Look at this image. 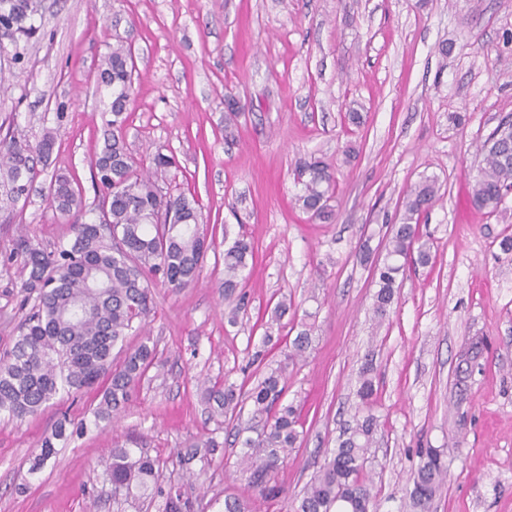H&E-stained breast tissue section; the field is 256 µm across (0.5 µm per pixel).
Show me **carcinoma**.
<instances>
[{"mask_svg":"<svg viewBox=\"0 0 512 512\" xmlns=\"http://www.w3.org/2000/svg\"><path fill=\"white\" fill-rule=\"evenodd\" d=\"M38 0H0V40L15 48L21 60L20 42L39 32L32 22ZM101 82L112 88L103 144L95 155L96 175L104 194L89 210L92 217L71 225L73 237L48 251L19 236L6 260H21L23 302H33L31 312L19 324L11 350L0 357V414L16 420L35 416L53 403L60 392L79 394L101 386L94 424L116 417L131 401L136 386L157 359V347L145 338L131 347L127 337L138 332L151 314L154 288H186L195 283L210 245L199 231L202 208L193 196L164 187L165 175L175 158L158 150L151 158L152 171L144 172L129 152L123 130L133 95V61L129 46L119 41L103 57ZM55 144L46 133L35 144L22 143L12 135L0 138V189L17 203L29 195L46 166ZM482 164L469 183V199L477 210L497 207L512 191V120L502 122L480 145ZM302 193L296 201L303 211L330 219L327 201L335 192L333 172L321 160L305 162L296 170ZM52 208L62 215L83 212L71 181L58 175L53 181ZM436 181L426 178L406 193L405 212L392 225L385 257L374 267L378 291L373 312L384 320L395 296L398 275L407 265L426 266L432 261L431 246L419 233L418 216L438 200ZM107 202V220L99 223L100 203ZM255 255L254 243L240 235L224 250V299L240 301L243 273ZM314 325L303 323L292 340L286 359L303 356L311 347ZM286 391L284 367L269 369L246 393L234 385L204 388L212 411L230 421L245 404L261 431L242 441V471L248 473L247 489L264 497H277L283 489L273 474L295 448L300 437L297 408L283 402ZM375 391L374 367L362 369L357 395L368 403ZM86 429L65 413L41 442L34 468L55 454L56 444ZM376 417L360 408L354 425L330 450L292 512H372L376 509L371 482L365 475L377 431ZM223 444L209 437L191 443L180 464L210 462ZM445 453L439 448L420 452V463L411 478V506L427 512L448 476ZM160 461L144 449L122 445L112 448L107 480L112 498L132 507L143 496L158 501V512H193V499L182 488L161 479Z\"/></svg>","mask_w":512,"mask_h":512,"instance_id":"carcinoma-1","label":"carcinoma"}]
</instances>
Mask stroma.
Segmentation results:
<instances>
[{
    "mask_svg": "<svg viewBox=\"0 0 512 512\" xmlns=\"http://www.w3.org/2000/svg\"><path fill=\"white\" fill-rule=\"evenodd\" d=\"M35 23L23 62L0 53V120L13 117L17 139L50 131L55 144L26 205L0 195V354L27 315L20 264L6 254L22 234L48 249L72 236L45 201L52 176L69 177L83 206L101 193L92 161L112 91L97 74L117 42L134 54L129 148L143 162L159 148L174 155L168 178L199 200L213 246L198 282L155 288L140 336L156 342L160 362L115 426H92L94 391L21 422L0 415V512H135L113 501L105 475L112 444L130 440L160 459L166 480L200 496L198 512H224L247 477L233 429L200 385L254 386L283 358L278 349L250 364L264 335L288 345L289 326L304 322L313 342L288 363L285 395L303 432L274 474L284 496L253 495L251 512H289L351 424L369 360L379 428L367 473L378 512H410L423 448L443 449L448 464L429 512H512V254L499 247L512 236V191L492 212L468 202L478 146L512 116V0H42ZM313 157L336 176L326 221L295 202V166ZM426 178L440 199L420 232L435 258L406 269L380 323L374 262L407 189ZM242 233L255 257L232 324L218 283L223 252ZM281 300L284 327L266 329ZM64 409L88 428L29 473ZM210 436L222 443L210 465H173L177 450Z\"/></svg>",
    "mask_w": 512,
    "mask_h": 512,
    "instance_id": "35a3bbf8",
    "label": "stroma"
}]
</instances>
